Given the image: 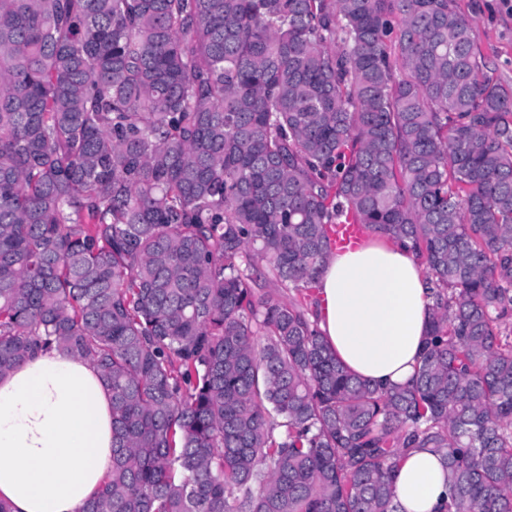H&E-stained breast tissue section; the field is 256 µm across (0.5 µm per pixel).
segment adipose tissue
I'll use <instances>...</instances> for the list:
<instances>
[{"label": "adipose tissue", "mask_w": 512, "mask_h": 512, "mask_svg": "<svg viewBox=\"0 0 512 512\" xmlns=\"http://www.w3.org/2000/svg\"><path fill=\"white\" fill-rule=\"evenodd\" d=\"M319 326L356 376L386 389L411 382L432 299L421 262L395 243L328 256L315 284ZM112 468V397L84 358L38 351L0 375V500L11 512H82ZM402 512H445L441 455L411 448L393 478Z\"/></svg>", "instance_id": "obj_1"}]
</instances>
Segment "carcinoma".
<instances>
[{"instance_id": "obj_1", "label": "carcinoma", "mask_w": 512, "mask_h": 512, "mask_svg": "<svg viewBox=\"0 0 512 512\" xmlns=\"http://www.w3.org/2000/svg\"><path fill=\"white\" fill-rule=\"evenodd\" d=\"M455 0H0V374L112 394L84 512H512V85ZM409 244L433 304L381 390L318 328L329 231ZM394 501L404 512H446L448 479L441 455L409 448L394 471Z\"/></svg>"}]
</instances>
